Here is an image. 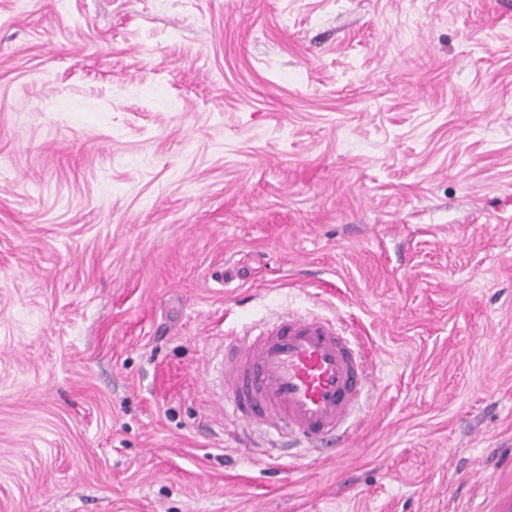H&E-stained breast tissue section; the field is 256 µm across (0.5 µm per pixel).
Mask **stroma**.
<instances>
[{
	"label": "stroma",
	"instance_id": "1",
	"mask_svg": "<svg viewBox=\"0 0 512 512\" xmlns=\"http://www.w3.org/2000/svg\"><path fill=\"white\" fill-rule=\"evenodd\" d=\"M285 310L344 449L224 422ZM0 512H512V0H0ZM221 373L225 415L318 447L354 414L369 363L335 323L283 311L225 336Z\"/></svg>",
	"mask_w": 512,
	"mask_h": 512
}]
</instances>
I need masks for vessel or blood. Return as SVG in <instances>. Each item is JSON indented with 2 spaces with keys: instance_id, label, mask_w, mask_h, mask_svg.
<instances>
[{
  "instance_id": "b4317fda",
  "label": "vessel or blood",
  "mask_w": 512,
  "mask_h": 512,
  "mask_svg": "<svg viewBox=\"0 0 512 512\" xmlns=\"http://www.w3.org/2000/svg\"><path fill=\"white\" fill-rule=\"evenodd\" d=\"M221 373L225 415L316 447L354 414L369 363L335 323L284 311L225 336Z\"/></svg>"
}]
</instances>
